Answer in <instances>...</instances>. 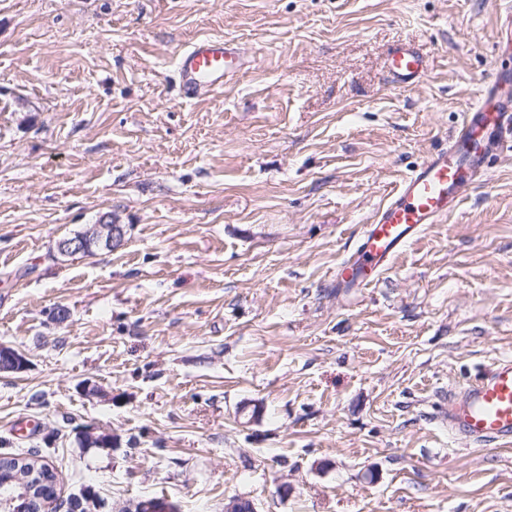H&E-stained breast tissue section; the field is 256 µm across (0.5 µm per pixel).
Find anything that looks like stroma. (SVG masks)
Here are the masks:
<instances>
[{
    "label": "stroma",
    "mask_w": 512,
    "mask_h": 512,
    "mask_svg": "<svg viewBox=\"0 0 512 512\" xmlns=\"http://www.w3.org/2000/svg\"><path fill=\"white\" fill-rule=\"evenodd\" d=\"M508 1L0 0V344L27 359L0 373V454L38 452L61 503L102 512H512V449L438 418L512 356V152L376 285L331 286L512 67ZM198 36L248 65L186 101ZM399 43L428 59L417 87L387 74ZM106 217L121 246L58 253ZM90 426L111 447H82Z\"/></svg>",
    "instance_id": "stroma-1"
}]
</instances>
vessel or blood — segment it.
<instances>
[{"label": "vessel or blood", "mask_w": 512, "mask_h": 512, "mask_svg": "<svg viewBox=\"0 0 512 512\" xmlns=\"http://www.w3.org/2000/svg\"><path fill=\"white\" fill-rule=\"evenodd\" d=\"M244 64L231 40L202 37L182 48L176 72L183 98L195 99L223 89ZM397 88L417 85L427 63L416 47L394 46L386 60ZM512 149V72L493 68L478 102L462 116L445 148L411 170L364 225L354 251L337 266L333 288L360 291L392 266L409 243L429 225L452 214L465 189L486 180L491 159ZM443 419L449 436L466 443L512 445V357L498 359L480 377L448 395Z\"/></svg>", "instance_id": "b4317fda"}]
</instances>
